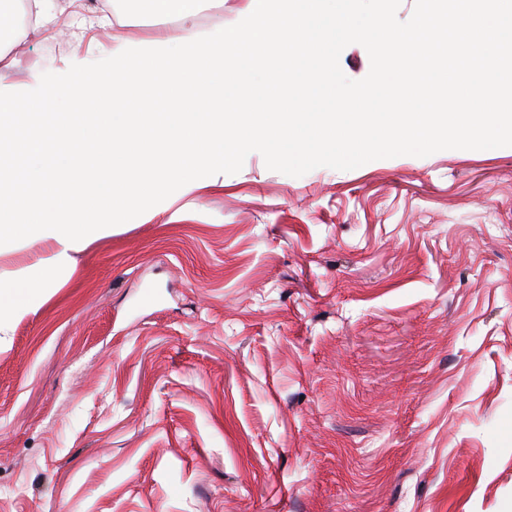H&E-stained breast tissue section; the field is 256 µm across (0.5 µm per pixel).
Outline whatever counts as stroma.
Listing matches in <instances>:
<instances>
[{
    "label": "stroma",
    "instance_id": "35a3bbf8",
    "mask_svg": "<svg viewBox=\"0 0 512 512\" xmlns=\"http://www.w3.org/2000/svg\"><path fill=\"white\" fill-rule=\"evenodd\" d=\"M0 86L174 21L55 0ZM0 338V512H512V147L250 153Z\"/></svg>",
    "mask_w": 512,
    "mask_h": 512
}]
</instances>
